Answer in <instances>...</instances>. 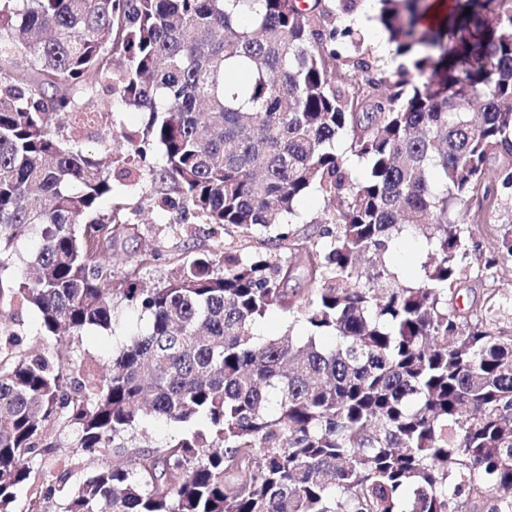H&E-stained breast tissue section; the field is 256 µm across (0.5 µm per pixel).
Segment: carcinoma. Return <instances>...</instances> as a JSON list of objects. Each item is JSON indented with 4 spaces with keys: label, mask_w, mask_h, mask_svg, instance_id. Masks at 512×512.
<instances>
[{
    "label": "carcinoma",
    "mask_w": 512,
    "mask_h": 512,
    "mask_svg": "<svg viewBox=\"0 0 512 512\" xmlns=\"http://www.w3.org/2000/svg\"><path fill=\"white\" fill-rule=\"evenodd\" d=\"M361 2L0 0V307L35 308L52 340L0 339V512L58 447L50 424L130 460L60 512H512V327L492 297L454 305L464 205L512 194V0H452L433 25L426 0H377L389 64L352 53L340 20ZM105 91L144 121L87 150L71 130ZM116 140L134 168L114 170ZM136 176L224 250L143 287L158 256L125 251L137 212L113 191ZM310 192L337 203L316 237L291 228ZM408 229L428 246L414 284L389 267ZM251 230L244 254L231 237ZM30 239L36 275L3 280ZM119 301L149 325L101 380L73 339ZM271 311L288 329L259 341ZM146 415L178 432L116 446ZM69 475L28 512H53Z\"/></svg>",
    "instance_id": "1"
}]
</instances>
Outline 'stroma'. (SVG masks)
<instances>
[{
    "label": "stroma",
    "instance_id": "obj_1",
    "mask_svg": "<svg viewBox=\"0 0 512 512\" xmlns=\"http://www.w3.org/2000/svg\"><path fill=\"white\" fill-rule=\"evenodd\" d=\"M119 193L130 209L139 211V231L129 237L125 246L134 255L157 252L158 260L148 264L141 273L144 286L151 287L163 280L179 262L189 259L196 253L217 251L224 246V233L204 223L203 219H185L180 209L171 206L149 181L136 185H119ZM512 225V197L502 196L487 222L471 224L467 234L472 244L468 258V278L461 286V294L477 301L495 296L501 307V322L512 325V260L499 263L494 268H486L485 259L493 255L498 246L497 230L501 226ZM137 313L119 308L117 319L109 330L92 329L74 341V348L85 364L95 366L98 375H105L104 363L112 351L130 332L140 327ZM0 333L20 336L22 348H30L40 342L39 318L30 307L7 306L0 308ZM50 433L56 434L60 442L53 456L35 463L31 478L18 487L16 500L11 512H26L29 500L40 484L43 475H60L68 460H76L77 468L68 480L66 489L76 493L80 485L99 469L112 465L115 455L94 459L74 458L71 444L73 435L50 426Z\"/></svg>",
    "mask_w": 512,
    "mask_h": 512
}]
</instances>
